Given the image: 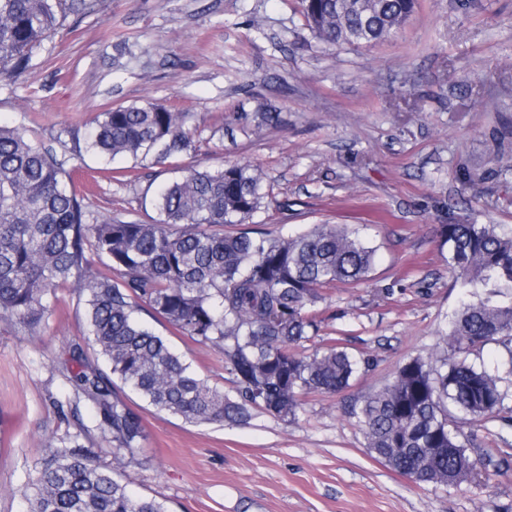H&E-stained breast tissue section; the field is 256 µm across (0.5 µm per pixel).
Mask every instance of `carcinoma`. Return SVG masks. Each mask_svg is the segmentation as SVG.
Listing matches in <instances>:
<instances>
[{
    "mask_svg": "<svg viewBox=\"0 0 512 512\" xmlns=\"http://www.w3.org/2000/svg\"><path fill=\"white\" fill-rule=\"evenodd\" d=\"M319 40L348 45L383 43L406 23L416 0H301ZM89 9L81 0H0V83L31 66L32 53L51 39L67 13ZM85 150L112 161L163 165L190 153L186 115L153 102L99 113L84 136ZM68 160L0 126V319L30 333L41 325L49 291L72 282L84 298L93 349L108 371L91 366L72 345L63 367L74 388L70 413L79 433L48 440V455L31 470L20 493L26 512H168L155 499L135 497L117 470L98 463L82 436L80 404L112 439L115 459L134 454L144 438L141 416L114 391L115 381L159 411L193 423L241 422L262 410L281 419L301 410L300 395L347 388L361 360L332 345L305 356L299 347L318 329L308 307L320 290L363 281L376 249L344 226L321 224L290 237L226 234L265 205L261 173L246 163L217 171L195 166L161 186L155 224L91 214L76 190ZM448 266L470 296L442 341L456 353L490 342L508 346L512 366V232L497 224H445ZM105 256L113 276L93 269ZM178 333L216 346L238 399L200 378L166 339L141 324L136 301ZM505 394L499 379L465 358H409L392 381L350 414L368 453L417 484L457 486L477 473L449 408L473 423L493 415Z\"/></svg>",
    "mask_w": 512,
    "mask_h": 512,
    "instance_id": "carcinoma-1",
    "label": "carcinoma"
}]
</instances>
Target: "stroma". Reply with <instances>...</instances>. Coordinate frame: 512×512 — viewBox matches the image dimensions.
Returning <instances> with one entry per match:
<instances>
[{
  "instance_id": "35a3bbf8",
  "label": "stroma",
  "mask_w": 512,
  "mask_h": 512,
  "mask_svg": "<svg viewBox=\"0 0 512 512\" xmlns=\"http://www.w3.org/2000/svg\"><path fill=\"white\" fill-rule=\"evenodd\" d=\"M189 116L195 149L142 169L72 155L97 216L153 223L142 189L181 168H257L270 203L228 233L288 237L317 224L356 230L376 249L369 276L324 290L311 311L310 354L337 344L363 361L347 389L312 393L297 418L256 412L243 423L197 425L157 411L129 389L142 417L135 458L83 411L98 460L136 495L171 512H512V367L502 345L468 355L507 392L500 415L456 414L484 472L457 486L418 485L371 457L350 404L387 385L399 365L436 352L464 298L440 245L445 224L512 229V0H418L390 41L323 44L300 0H93L36 49L26 73L0 84V123L71 153L98 113L143 101ZM280 122L261 124L260 114ZM37 335L0 320V512H23L17 489L49 438L75 432L57 402L73 396L60 370L89 346L85 305L71 284L52 290ZM138 316L209 384L234 395L217 347Z\"/></svg>"
}]
</instances>
